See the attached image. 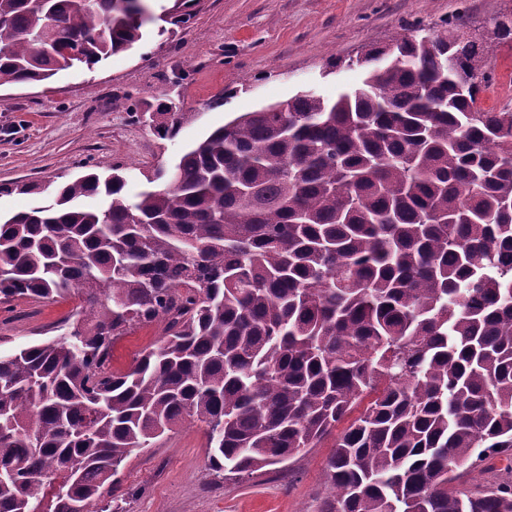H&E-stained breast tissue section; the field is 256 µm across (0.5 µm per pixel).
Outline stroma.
<instances>
[{
  "instance_id": "stroma-1",
  "label": "stroma",
  "mask_w": 512,
  "mask_h": 512,
  "mask_svg": "<svg viewBox=\"0 0 512 512\" xmlns=\"http://www.w3.org/2000/svg\"><path fill=\"white\" fill-rule=\"evenodd\" d=\"M172 5L154 0L156 20L143 41L94 70L0 88V183L68 180L118 162L134 194L238 115L302 90L332 99L361 82L359 68H331L332 58L445 21L480 39L512 15V0H200L187 23L168 26L162 16ZM169 102L181 116L175 136L136 121ZM79 305L71 296L0 306V351L57 335ZM160 338L157 324L120 337L112 370H128ZM334 443L330 436L287 463L224 478L207 467L203 424L186 422L130 456L118 490L125 512H323Z\"/></svg>"
}]
</instances>
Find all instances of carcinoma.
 <instances>
[{"instance_id":"cac0c4a2","label":"carcinoma","mask_w":512,"mask_h":512,"mask_svg":"<svg viewBox=\"0 0 512 512\" xmlns=\"http://www.w3.org/2000/svg\"><path fill=\"white\" fill-rule=\"evenodd\" d=\"M151 20L149 0H0V86L90 69ZM461 31L367 50L334 99L239 115L161 188L129 195L119 165L0 185L50 196L0 218V304L82 303L70 330L0 354V512H123V462L188 419L209 470L240 476L355 410L324 512H512L509 479L452 486L512 460V109L481 102L512 18ZM154 322L159 345L110 370L114 340ZM506 464L505 460H500L498 457L494 458L475 469L462 472L458 482L472 491L485 490L494 484L502 482L503 479L510 475L504 470Z\"/></svg>"}]
</instances>
